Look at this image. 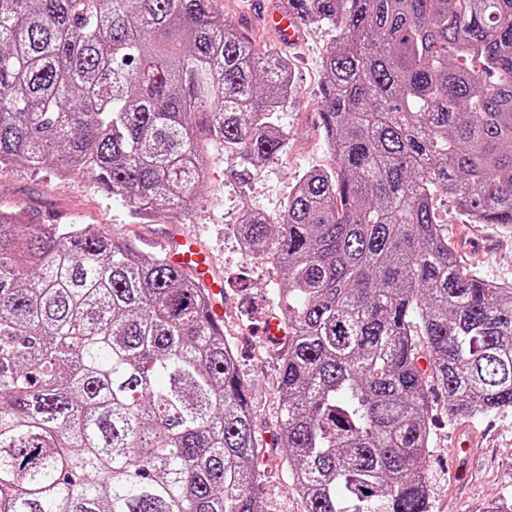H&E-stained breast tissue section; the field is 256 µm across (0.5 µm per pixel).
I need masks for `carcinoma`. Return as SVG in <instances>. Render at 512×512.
Listing matches in <instances>:
<instances>
[{
    "mask_svg": "<svg viewBox=\"0 0 512 512\" xmlns=\"http://www.w3.org/2000/svg\"><path fill=\"white\" fill-rule=\"evenodd\" d=\"M289 2L334 32L335 163L230 227L283 274L277 440L304 512H430L429 380L450 421L512 408V286L463 266L436 217L449 200L512 233V0ZM294 95L288 57L212 0H0V163L89 170L139 218L189 212L205 143L247 196ZM265 481L193 275L0 211V512H267Z\"/></svg>",
    "mask_w": 512,
    "mask_h": 512,
    "instance_id": "1",
    "label": "carcinoma"
}]
</instances>
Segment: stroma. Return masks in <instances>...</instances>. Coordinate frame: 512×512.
I'll return each mask as SVG.
<instances>
[{
    "instance_id": "35a3bbf8",
    "label": "stroma",
    "mask_w": 512,
    "mask_h": 512,
    "mask_svg": "<svg viewBox=\"0 0 512 512\" xmlns=\"http://www.w3.org/2000/svg\"><path fill=\"white\" fill-rule=\"evenodd\" d=\"M213 8L257 47L277 46L276 35L263 24L253 0H214ZM331 42L329 29L307 26L299 46L289 51L296 95L280 115L288 130V148L265 167L248 199H241L231 184L234 160L218 144L206 147L205 179L187 216L160 211L149 219H135L126 203L107 193L89 171L62 180L50 169L0 165L1 209L32 212L44 224H88L109 235L134 238L148 254L160 253L164 238L193 234L213 254L224 282V335L251 388L257 415L258 457L267 476L269 512L304 510L288 479L287 455L273 444L278 348L258 334L274 313L273 300L283 279L274 256L245 257L228 226L247 206L279 213L303 171L332 165L319 117L322 60ZM438 213L459 259L490 282L512 285L511 234L492 224L469 223L452 205H439ZM430 399L433 441L423 466L431 489V512H486L492 503L512 499V409L457 425L448 420L440 390H432ZM459 434L476 440V454L463 478L453 477L448 469V450Z\"/></svg>"
}]
</instances>
